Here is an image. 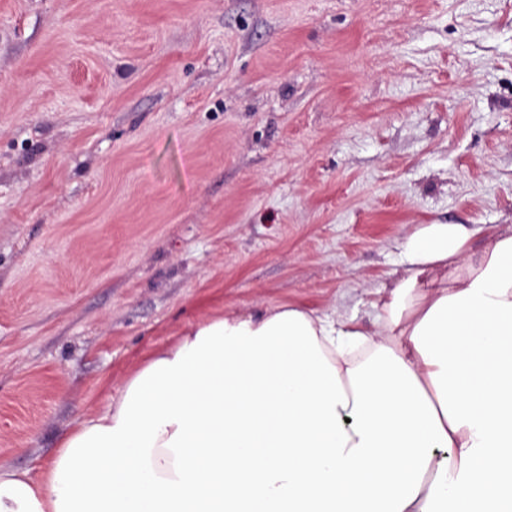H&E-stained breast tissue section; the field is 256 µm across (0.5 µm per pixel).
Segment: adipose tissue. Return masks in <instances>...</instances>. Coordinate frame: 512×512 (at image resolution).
<instances>
[{"label":"adipose tissue","instance_id":"1","mask_svg":"<svg viewBox=\"0 0 512 512\" xmlns=\"http://www.w3.org/2000/svg\"><path fill=\"white\" fill-rule=\"evenodd\" d=\"M400 256L368 329L187 322L39 477L0 467V512H512V226L419 224Z\"/></svg>","mask_w":512,"mask_h":512}]
</instances>
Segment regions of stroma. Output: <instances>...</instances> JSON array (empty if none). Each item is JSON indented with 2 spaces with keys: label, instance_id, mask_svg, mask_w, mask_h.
I'll return each mask as SVG.
<instances>
[{
  "label": "stroma",
  "instance_id": "obj_1",
  "mask_svg": "<svg viewBox=\"0 0 512 512\" xmlns=\"http://www.w3.org/2000/svg\"><path fill=\"white\" fill-rule=\"evenodd\" d=\"M415 224L512 225V0H0V466L188 318L369 326Z\"/></svg>",
  "mask_w": 512,
  "mask_h": 512
}]
</instances>
